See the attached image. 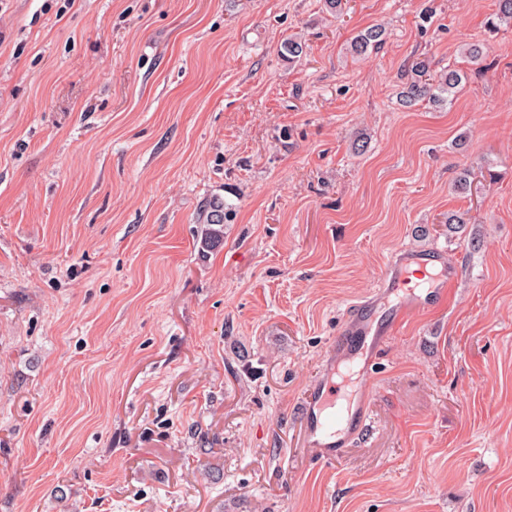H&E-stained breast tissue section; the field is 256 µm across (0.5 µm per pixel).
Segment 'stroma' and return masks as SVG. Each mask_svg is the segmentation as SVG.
<instances>
[{
	"label": "stroma",
	"mask_w": 512,
	"mask_h": 512,
	"mask_svg": "<svg viewBox=\"0 0 512 512\" xmlns=\"http://www.w3.org/2000/svg\"><path fill=\"white\" fill-rule=\"evenodd\" d=\"M496 10L0 0V512H512ZM468 43L486 68L452 103L399 105L408 65L462 66ZM435 246L460 273L447 307L378 338L372 428L318 461L299 410L346 308L380 317L393 254ZM385 30L379 25H374L359 32L350 43L351 53L361 56L372 50L380 49L384 42Z\"/></svg>",
	"instance_id": "35a3bbf8"
}]
</instances>
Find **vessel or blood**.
<instances>
[{
	"mask_svg": "<svg viewBox=\"0 0 512 512\" xmlns=\"http://www.w3.org/2000/svg\"><path fill=\"white\" fill-rule=\"evenodd\" d=\"M457 278L458 271L447 262L445 251L402 249L389 261L375 299L384 305L392 304L397 315L410 308L434 310L445 303ZM370 332L360 304L349 305L336 337V348L343 360H362L367 373L374 366L368 344ZM300 418L307 447L317 449L325 463L335 461L353 439L364 436L370 428L364 409L358 403L344 401L339 384L329 374L312 387L300 408Z\"/></svg>",
	"mask_w": 512,
	"mask_h": 512,
	"instance_id": "1",
	"label": "vessel or blood"
}]
</instances>
